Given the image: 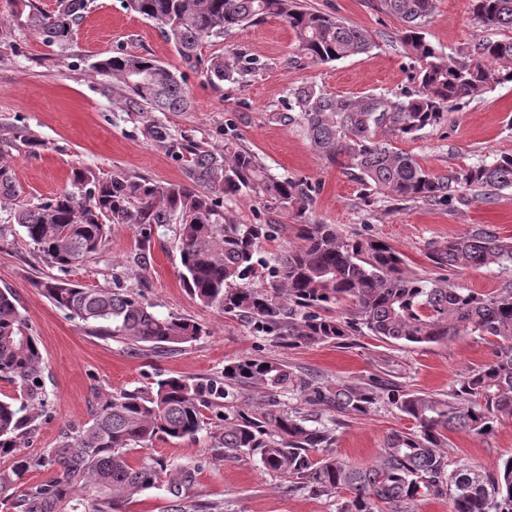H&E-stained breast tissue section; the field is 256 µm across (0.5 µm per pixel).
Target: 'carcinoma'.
Returning <instances> with one entry per match:
<instances>
[{
	"instance_id": "cac0c4a2",
	"label": "carcinoma",
	"mask_w": 512,
	"mask_h": 512,
	"mask_svg": "<svg viewBox=\"0 0 512 512\" xmlns=\"http://www.w3.org/2000/svg\"><path fill=\"white\" fill-rule=\"evenodd\" d=\"M435 2L376 0L379 11L402 21L398 40L417 63L418 91L392 101L378 94L336 97L305 86L292 96L316 151L331 164L345 159L364 191L463 205L480 192L512 188V154L440 177L379 139L413 137L441 123L452 103L512 83V35L482 43L472 54H445L422 31ZM23 5L19 17L26 26L62 46L87 0H57L51 14L27 0ZM126 8L157 22L186 69L221 82L249 75L254 61L239 52L204 59L203 42L267 17L285 19L299 49L317 64L372 47L367 30L304 9L298 0H126ZM472 13L486 28L512 30V0H472ZM93 69L112 79L103 92L119 111L141 119L145 138L184 161L185 181L161 184L119 172L101 178L76 170L73 189L36 205L20 204L7 154L0 150V208L12 210L29 242L59 271L35 283L57 308L117 342L155 353L209 335L192 319L157 314L138 291L83 288L64 278L72 266L98 254L115 225L137 229L139 262L154 228L174 224L184 288L206 307L247 319L258 333L290 345H353L361 336L423 345L476 334L491 338L493 359L441 397L376 374L331 387L284 363L240 358L205 382L167 377L145 388L99 393L88 423L65 430L56 447L34 456L23 447L47 406L46 365L14 294L0 289V380L18 391L0 398V459L10 461L0 468V506L6 512H122L145 491L163 486L162 512H211L194 493L206 461L173 466L150 458L133 464L130 453L158 439L195 436L203 410L219 407L235 387H258L267 393L266 403L231 416L216 412L211 438L220 456L252 457L291 486L336 500V512H413L424 498L448 500L450 512H512V457L481 471L448 455V433L489 437L512 417V287L480 294L451 281L483 268L511 272L512 239L476 225L433 247L428 260L440 274L422 278L382 239L344 236L334 224H300L302 244L271 263L260 247L273 239L276 225L243 224L231 203L262 194L301 216L315 188L269 176L234 137L214 150L172 133L152 113L184 112L191 101L183 76L158 60L121 54L97 61ZM2 146L33 153L43 143L29 128L11 125L0 128ZM285 390L300 402L288 412L276 408L275 397ZM382 404L412 427L392 431L375 463L356 467L334 449L338 429L345 419L367 416ZM308 407L334 416L321 421ZM32 471L46 477L26 487Z\"/></svg>"
}]
</instances>
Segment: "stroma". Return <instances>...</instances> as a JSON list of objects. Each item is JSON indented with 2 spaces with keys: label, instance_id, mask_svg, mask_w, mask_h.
I'll list each match as a JSON object with an SVG mask.
<instances>
[{
  "label": "stroma",
  "instance_id": "35a3bbf8",
  "mask_svg": "<svg viewBox=\"0 0 512 512\" xmlns=\"http://www.w3.org/2000/svg\"><path fill=\"white\" fill-rule=\"evenodd\" d=\"M300 2L369 31L373 46L364 54L314 64L298 51L287 21L271 17L204 42L203 56L234 50L256 62L255 72L244 80L213 82L205 72L184 70L156 22L131 13L123 0H88L72 38L62 47L23 26L15 0H0V125L27 126L44 143L36 153L22 149L9 157L20 202L34 205L53 197L71 186L79 169L103 177L118 171L162 184L183 181L181 161L144 138L141 124L113 107L111 98L100 91L103 79L93 72L92 63L128 53L154 58L183 73L191 105L187 111L162 117L173 133L214 148L223 146L225 135L238 136L275 177L301 178L315 186L313 204L302 218L258 194L234 203L241 222L278 225L273 241L262 245L264 257L297 246L294 226L302 219L387 241L403 253L408 270L424 277L434 273L429 250L468 233L474 225L485 224L512 237V189L465 205L381 194L366 204L355 170L329 164L317 153L296 120L294 88L312 85L335 96L374 93L397 100L419 84L414 64L396 38L400 20L378 11L375 0ZM424 34L450 54L499 37L475 21L471 0H437ZM273 112L281 113L282 121H270ZM390 144L437 175L512 154V84L463 98L437 126L414 138L391 139ZM174 231L171 224L156 228L151 247L138 264L133 260L134 229L115 227L100 252L68 274L86 288L143 291L156 313L185 316L211 330L198 341L156 354L93 335L89 326L56 308L34 286L36 279L51 274V267L22 229L11 223L8 211H0V288H10L16 295L47 366V414L26 452H46L61 429L86 424L95 406L94 392L133 390L168 376L205 380L220 376L225 364L242 357L281 362L331 384L365 379L385 369L407 388L437 394L448 393L461 374L492 358L491 343L473 335L419 347H394L366 336L358 345L344 348L334 343L290 347L255 334L248 320L203 306L186 292L178 276ZM215 420L214 410H205L206 427L194 438L157 440L134 451L133 457L177 465L204 461L197 491L203 499L223 505L224 512H336L334 500L289 489L284 479L263 472L256 460L217 456L207 430ZM408 426L398 411L383 407L347 420L336 447L352 464L367 466L389 432ZM449 449L451 457L493 468L499 459L512 456V419L504 420L488 438L450 434Z\"/></svg>",
  "mask_w": 512,
  "mask_h": 512
}]
</instances>
